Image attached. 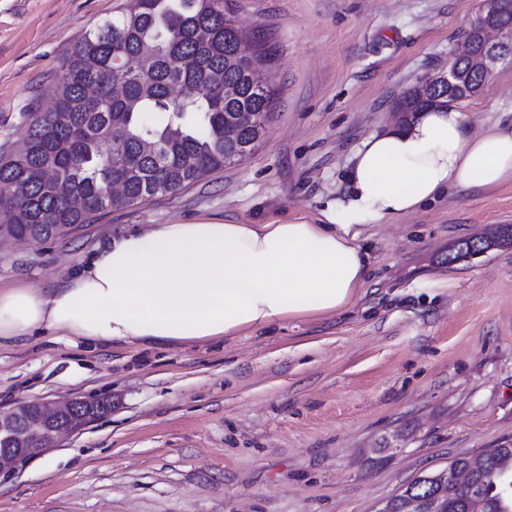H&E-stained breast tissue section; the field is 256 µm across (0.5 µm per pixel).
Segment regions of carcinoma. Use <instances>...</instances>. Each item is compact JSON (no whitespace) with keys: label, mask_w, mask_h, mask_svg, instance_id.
Returning a JSON list of instances; mask_svg holds the SVG:
<instances>
[{"label":"carcinoma","mask_w":512,"mask_h":512,"mask_svg":"<svg viewBox=\"0 0 512 512\" xmlns=\"http://www.w3.org/2000/svg\"><path fill=\"white\" fill-rule=\"evenodd\" d=\"M240 30L224 0H129L65 52L52 80L53 106L25 112L23 148L0 155V214L16 237L44 242L62 227L85 224L114 207L160 194L175 196L255 148L274 104L267 81L247 63L273 61L260 38L243 57ZM448 92L412 87L398 106L406 112L445 106ZM251 112L255 123L225 135L227 118ZM124 183L112 201V185ZM459 242L453 263L471 256ZM480 490L483 512H512V446L459 457ZM440 494L444 512H472L454 484L416 478L390 497L393 512L410 498Z\"/></svg>","instance_id":"obj_1"}]
</instances>
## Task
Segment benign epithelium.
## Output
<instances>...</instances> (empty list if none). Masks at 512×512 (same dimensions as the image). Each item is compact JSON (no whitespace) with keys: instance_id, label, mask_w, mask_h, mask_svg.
Wrapping results in <instances>:
<instances>
[{"instance_id":"obj_1","label":"benign epithelium","mask_w":512,"mask_h":512,"mask_svg":"<svg viewBox=\"0 0 512 512\" xmlns=\"http://www.w3.org/2000/svg\"><path fill=\"white\" fill-rule=\"evenodd\" d=\"M512 0H478L473 18V36L459 42L455 55L470 60V71L448 70L427 76L419 84H430L457 95L472 90L471 78L486 85L499 64L512 59ZM97 400L63 398L56 401L21 402L0 411V473L15 464L42 456L63 431L72 430L83 413Z\"/></svg>"}]
</instances>
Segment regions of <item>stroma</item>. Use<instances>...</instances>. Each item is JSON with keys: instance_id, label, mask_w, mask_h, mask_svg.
Segmentation results:
<instances>
[{"instance_id": "1", "label": "stroma", "mask_w": 512, "mask_h": 512, "mask_svg": "<svg viewBox=\"0 0 512 512\" xmlns=\"http://www.w3.org/2000/svg\"><path fill=\"white\" fill-rule=\"evenodd\" d=\"M264 34L275 91L246 158L175 196L68 234L0 245V284L52 288L96 246L214 217L321 223L349 198L362 141L448 54L477 0H228ZM125 0H0V151L46 109L65 51ZM470 132L512 125V64L459 101ZM512 225V182L451 191L368 223V281L345 310L181 346L52 336L0 348V411L107 399L112 409L0 476V512H376L415 477L512 442V245L448 263ZM387 446L375 461L374 450Z\"/></svg>"}]
</instances>
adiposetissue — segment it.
<instances>
[{
    "label": "adipose tissue",
    "instance_id": "obj_1",
    "mask_svg": "<svg viewBox=\"0 0 512 512\" xmlns=\"http://www.w3.org/2000/svg\"><path fill=\"white\" fill-rule=\"evenodd\" d=\"M512 180V129L468 133L448 105L371 134L351 197L320 224H155L96 248L59 288L0 287V341L56 336L179 345L347 308L364 287L365 219L392 222L443 191Z\"/></svg>",
    "mask_w": 512,
    "mask_h": 512
}]
</instances>
